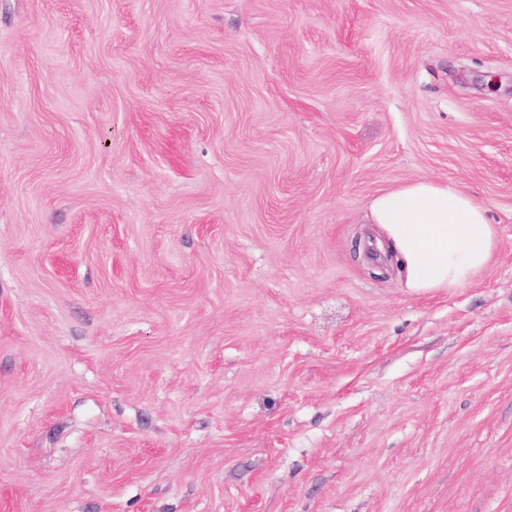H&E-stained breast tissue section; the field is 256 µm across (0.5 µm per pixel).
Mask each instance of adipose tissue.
I'll return each mask as SVG.
<instances>
[{
  "mask_svg": "<svg viewBox=\"0 0 512 512\" xmlns=\"http://www.w3.org/2000/svg\"><path fill=\"white\" fill-rule=\"evenodd\" d=\"M366 220L414 291L473 282L498 245L485 208L443 181L412 180L380 193Z\"/></svg>",
  "mask_w": 512,
  "mask_h": 512,
  "instance_id": "obj_1",
  "label": "adipose tissue"
}]
</instances>
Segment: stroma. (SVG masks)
<instances>
[{"instance_id":"35a3bbf8","label":"stroma","mask_w":512,"mask_h":512,"mask_svg":"<svg viewBox=\"0 0 512 512\" xmlns=\"http://www.w3.org/2000/svg\"><path fill=\"white\" fill-rule=\"evenodd\" d=\"M0 512H512V0H0ZM366 220L414 291L473 282L498 245L485 208L443 181L412 180L380 193Z\"/></svg>"}]
</instances>
